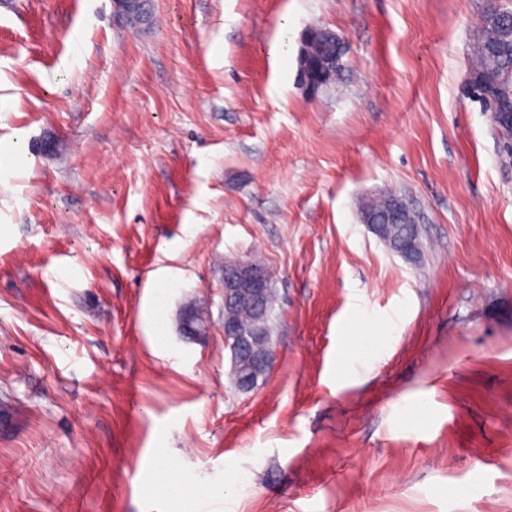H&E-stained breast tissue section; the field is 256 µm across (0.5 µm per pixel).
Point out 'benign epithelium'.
Wrapping results in <instances>:
<instances>
[{"label": "benign epithelium", "mask_w": 512, "mask_h": 512, "mask_svg": "<svg viewBox=\"0 0 512 512\" xmlns=\"http://www.w3.org/2000/svg\"><path fill=\"white\" fill-rule=\"evenodd\" d=\"M224 269L231 271V275L224 276V309L243 305L254 312V325L247 336L240 333L235 323L224 321V343L230 352L234 384L238 391L247 393L257 387L276 360L267 327L269 311L263 301L272 288L271 278L267 271L247 261L228 262ZM184 318L185 327L180 331L184 338L197 339L208 334L210 319H205L204 327L200 328L193 323L191 312H184Z\"/></svg>", "instance_id": "1"}]
</instances>
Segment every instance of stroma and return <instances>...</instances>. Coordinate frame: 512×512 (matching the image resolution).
<instances>
[{
  "mask_svg": "<svg viewBox=\"0 0 512 512\" xmlns=\"http://www.w3.org/2000/svg\"><path fill=\"white\" fill-rule=\"evenodd\" d=\"M488 4L0 0V512H512V153L467 85ZM316 27L345 70L313 95ZM385 193L415 260L360 219ZM253 259L278 357L241 393L224 264Z\"/></svg>",
  "mask_w": 512,
  "mask_h": 512,
  "instance_id": "35a3bbf8",
  "label": "stroma"
}]
</instances>
